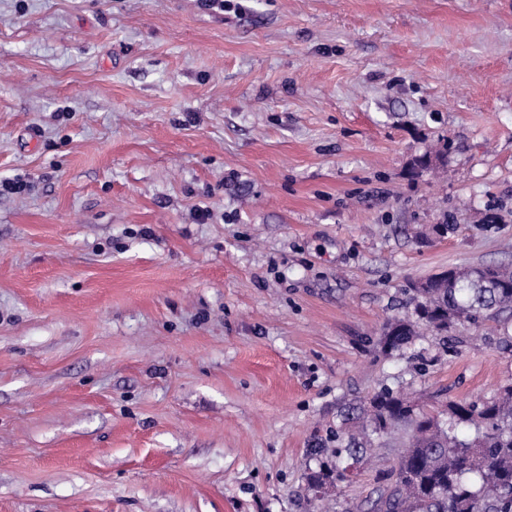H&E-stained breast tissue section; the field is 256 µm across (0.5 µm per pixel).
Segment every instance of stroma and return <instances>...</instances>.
<instances>
[{"mask_svg": "<svg viewBox=\"0 0 512 512\" xmlns=\"http://www.w3.org/2000/svg\"><path fill=\"white\" fill-rule=\"evenodd\" d=\"M18 176L0 512L366 507L407 432L317 499L343 414L512 383L507 316L381 344L412 282L512 266V0H0Z\"/></svg>", "mask_w": 512, "mask_h": 512, "instance_id": "stroma-1", "label": "stroma"}]
</instances>
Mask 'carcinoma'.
<instances>
[{"instance_id":"1","label":"carcinoma","mask_w":512,"mask_h":512,"mask_svg":"<svg viewBox=\"0 0 512 512\" xmlns=\"http://www.w3.org/2000/svg\"><path fill=\"white\" fill-rule=\"evenodd\" d=\"M414 295L417 321L387 324L398 333L385 346L398 350L417 336L421 321L442 335L460 322L475 327L512 313V270L486 266L484 276L465 272L450 281L427 278ZM357 431L336 437V458L363 460L366 449L400 425L409 429L397 464L382 473L371 512H512V385L487 399L451 403L448 415H430L400 393L383 390L362 414L351 418ZM474 430L465 438L460 428ZM346 468L309 476L312 491L344 480Z\"/></svg>"}]
</instances>
